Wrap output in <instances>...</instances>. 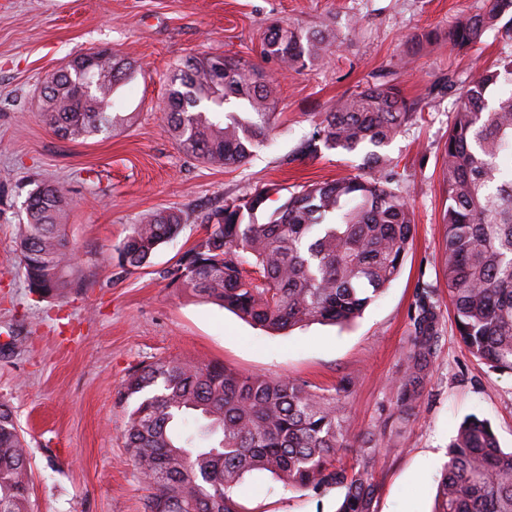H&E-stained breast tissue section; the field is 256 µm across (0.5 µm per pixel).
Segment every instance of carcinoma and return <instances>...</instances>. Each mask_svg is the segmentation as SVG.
Segmentation results:
<instances>
[{
	"mask_svg": "<svg viewBox=\"0 0 512 512\" xmlns=\"http://www.w3.org/2000/svg\"><path fill=\"white\" fill-rule=\"evenodd\" d=\"M512 33V0H485L448 29V48L463 51L489 31ZM341 30L310 31L271 23L263 56L282 69L323 64L342 43ZM141 69L112 53L61 69L43 89L51 129L85 141L116 126L108 112L119 83ZM163 112L166 129L185 155L226 168L247 161L275 124L276 88L254 63L222 54L191 56L175 67ZM512 53L477 76L448 72L441 88L455 93L443 163L448 301L471 354L512 373ZM238 100L246 112L219 113ZM419 106L389 81L365 86L317 113L306 146L361 155L370 176L312 183L291 193L267 222L255 221L266 194L236 198L205 219V235L185 252L175 281L270 331L307 323L344 325L356 319L401 271L413 237V212L393 160L383 152ZM70 204L59 183L37 186L18 225L16 246L30 292L64 296L75 246L62 235ZM181 211L140 215L115 249L120 266L146 265L181 230ZM441 303L417 295L413 350L397 400L412 401L437 333ZM128 413L125 448L151 489L144 512H245L235 488L253 471L284 486L317 490L342 485L337 512H376L377 486L365 469L339 465L348 447L341 398L284 379L243 376L219 363L158 360L128 374L117 392ZM0 512H34L26 440L8 405L0 403ZM433 512H512V452L500 448L490 424L470 418L448 446Z\"/></svg>",
	"mask_w": 512,
	"mask_h": 512,
	"instance_id": "1",
	"label": "carcinoma"
}]
</instances>
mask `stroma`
I'll list each match as a JSON object with an SVG mask.
<instances>
[{
  "label": "stroma",
  "mask_w": 512,
  "mask_h": 512,
  "mask_svg": "<svg viewBox=\"0 0 512 512\" xmlns=\"http://www.w3.org/2000/svg\"><path fill=\"white\" fill-rule=\"evenodd\" d=\"M483 0H0V402L20 424L32 469L35 512H143L148 489L125 452L127 408L117 392L133 367L156 360L217 362L245 375L296 380L346 407L352 447L342 461L367 467L377 512H431L448 445L469 416L488 420L512 450V375L475 358L445 306L427 375L411 407L394 382L413 347L416 294L448 297L441 154L452 99L437 87L492 64L494 34L466 52L412 48L410 36L445 33ZM310 30L342 28L328 63L282 72L262 59L270 21ZM109 49L142 66L113 95L122 124L75 142L53 132L40 89L65 60ZM221 53L260 65L277 84V120L265 147L236 168L182 154L158 106L167 77L186 57ZM413 54L412 68L397 59ZM396 80L420 116L385 148L408 192L415 231L400 275L344 326L313 323L276 333L170 284L185 251L204 235L202 218L232 199L270 196L258 222L290 192L358 174L361 159L304 147L312 117L356 86ZM59 182L70 209L62 231L77 246L79 272L64 298L29 293L15 246L29 193ZM181 211L179 235L149 264L121 268L114 250L146 210ZM372 449L363 461L358 447ZM344 488L291 490L265 472L247 475L235 497L246 512H336Z\"/></svg>",
  "instance_id": "obj_1"
}]
</instances>
